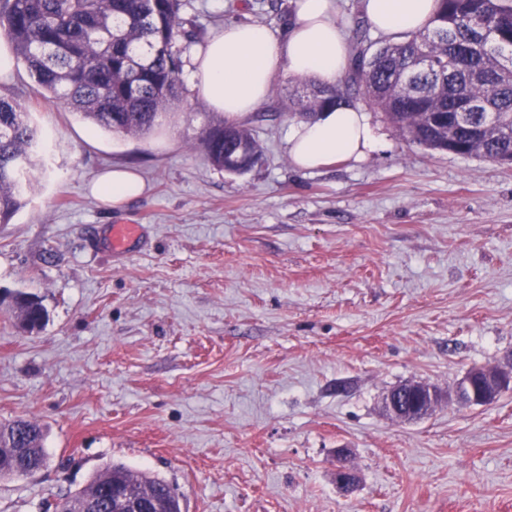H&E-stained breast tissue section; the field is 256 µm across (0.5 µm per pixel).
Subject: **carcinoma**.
<instances>
[{"mask_svg": "<svg viewBox=\"0 0 512 512\" xmlns=\"http://www.w3.org/2000/svg\"><path fill=\"white\" fill-rule=\"evenodd\" d=\"M182 8V0H0V33L46 98L109 132L146 134L181 100L183 44L203 34ZM422 55L430 67H418ZM359 93L416 145L490 161L511 156L512 0H441L424 31L378 46L359 21L345 85L307 83L288 110L310 120L326 108L354 105ZM38 139L28 108L1 96L0 224L25 204ZM199 146L220 170L238 169L242 154H261L252 132L239 125L208 127ZM10 305L28 332L46 321L35 295L18 292ZM0 436L16 439L12 450H0V478L30 475L47 463L36 422H1ZM114 479L146 502L165 501L170 512H181L173 484L123 464L102 468L67 499L80 504Z\"/></svg>", "mask_w": 512, "mask_h": 512, "instance_id": "obj_1", "label": "carcinoma"}]
</instances>
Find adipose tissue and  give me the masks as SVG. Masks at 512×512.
<instances>
[{"label":"adipose tissue","mask_w":512,"mask_h":512,"mask_svg":"<svg viewBox=\"0 0 512 512\" xmlns=\"http://www.w3.org/2000/svg\"><path fill=\"white\" fill-rule=\"evenodd\" d=\"M437 8V0H361L366 22L393 39L424 30ZM337 12V0H291L287 25L278 36L259 24H226L192 54L185 79L229 124L253 114L280 76L338 85L348 70L351 45ZM286 142L293 165L304 171L358 161L379 147L366 112L355 107L292 124ZM90 191L117 206L143 195L145 183L134 170L118 166L102 174Z\"/></svg>","instance_id":"adipose-tissue-1"}]
</instances>
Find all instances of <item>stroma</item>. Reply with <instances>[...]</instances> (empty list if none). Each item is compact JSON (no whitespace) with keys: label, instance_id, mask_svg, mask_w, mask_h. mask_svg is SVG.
Returning <instances> with one entry per match:
<instances>
[{"label":"stroma","instance_id":"obj_1","mask_svg":"<svg viewBox=\"0 0 512 512\" xmlns=\"http://www.w3.org/2000/svg\"><path fill=\"white\" fill-rule=\"evenodd\" d=\"M184 0L214 34L281 31L290 0ZM0 95L42 132L38 186L0 224V294L38 296L28 333L0 306V422L45 431L46 466L0 480V512H53L105 465L177 486L182 512H512V388L464 406L475 366L512 364V167L411 144L366 108L382 147L360 162L293 167L276 80L245 120L260 162L235 174L198 144L222 123L190 88L144 135L102 130L43 99L0 39ZM135 169L119 206L87 184ZM136 224L113 252L110 229ZM443 395L406 422L387 393ZM349 451L356 490L334 482Z\"/></svg>","mask_w":512,"mask_h":512}]
</instances>
